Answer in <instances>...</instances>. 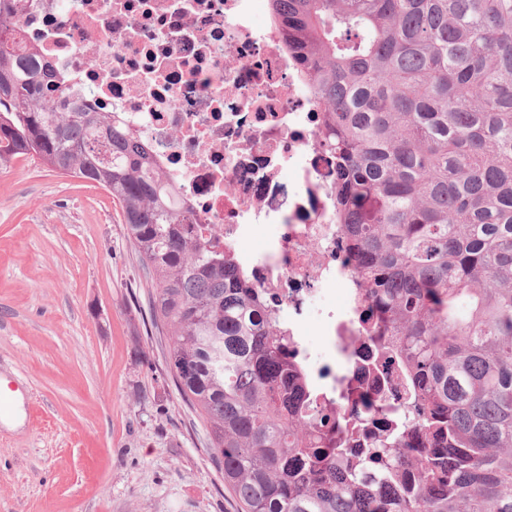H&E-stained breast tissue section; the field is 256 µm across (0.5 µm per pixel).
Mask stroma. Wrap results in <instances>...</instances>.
I'll return each instance as SVG.
<instances>
[{
  "instance_id": "obj_1",
  "label": "stroma",
  "mask_w": 512,
  "mask_h": 512,
  "mask_svg": "<svg viewBox=\"0 0 512 512\" xmlns=\"http://www.w3.org/2000/svg\"><path fill=\"white\" fill-rule=\"evenodd\" d=\"M118 207L31 159L0 170V512H237L179 394Z\"/></svg>"
}]
</instances>
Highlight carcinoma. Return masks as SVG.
<instances>
[{
    "instance_id": "cac0c4a2",
    "label": "carcinoma",
    "mask_w": 512,
    "mask_h": 512,
    "mask_svg": "<svg viewBox=\"0 0 512 512\" xmlns=\"http://www.w3.org/2000/svg\"><path fill=\"white\" fill-rule=\"evenodd\" d=\"M336 159L356 304L410 389L355 455L239 256L204 241L147 145L0 47V169L112 195L181 396L242 512H512V0H269Z\"/></svg>"
}]
</instances>
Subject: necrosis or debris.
Returning <instances> with one entry per match:
<instances>
[{
    "instance_id": "4bbe7bcc",
    "label": "necrosis or debris",
    "mask_w": 512,
    "mask_h": 512,
    "mask_svg": "<svg viewBox=\"0 0 512 512\" xmlns=\"http://www.w3.org/2000/svg\"><path fill=\"white\" fill-rule=\"evenodd\" d=\"M0 31L11 50L49 58L72 102L118 113L176 185L202 236L233 247L315 381L330 418L364 419L400 379L375 387L368 338L355 314L351 252L336 224V167L321 147L319 114L279 24L260 0H10ZM273 224L261 249L247 243ZM346 289L322 312L326 351L302 326L313 301Z\"/></svg>"
}]
</instances>
